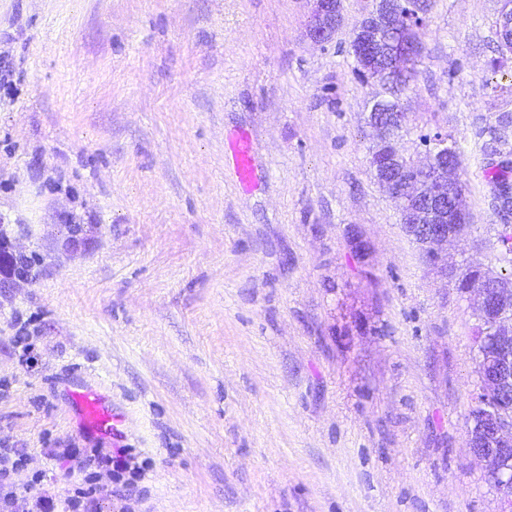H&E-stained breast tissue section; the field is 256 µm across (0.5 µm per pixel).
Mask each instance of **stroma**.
<instances>
[{
  "label": "stroma",
  "instance_id": "stroma-1",
  "mask_svg": "<svg viewBox=\"0 0 512 512\" xmlns=\"http://www.w3.org/2000/svg\"><path fill=\"white\" fill-rule=\"evenodd\" d=\"M373 0H0V218L44 262L0 293V448L64 499L71 449H130L139 497L98 512H502L465 443L476 299L424 262L370 167L349 43ZM499 0H427L399 146L459 147L471 227L449 263L500 268L482 128ZM252 144L240 188L226 146ZM84 225L78 250L57 233ZM25 337L17 345L16 337ZM119 414L88 427L74 393ZM342 21L339 0H313L307 35L315 44L328 43Z\"/></svg>",
  "mask_w": 512,
  "mask_h": 512
}]
</instances>
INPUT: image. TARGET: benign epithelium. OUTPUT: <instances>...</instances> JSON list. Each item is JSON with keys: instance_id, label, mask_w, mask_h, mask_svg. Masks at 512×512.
Listing matches in <instances>:
<instances>
[{"instance_id": "1", "label": "benign epithelium", "mask_w": 512, "mask_h": 512, "mask_svg": "<svg viewBox=\"0 0 512 512\" xmlns=\"http://www.w3.org/2000/svg\"><path fill=\"white\" fill-rule=\"evenodd\" d=\"M496 28L502 47L512 49V0H500ZM422 10L416 0H373L372 9L354 29L350 53L360 64L365 79L382 82L394 72H404L409 61L422 55L423 43L416 36L423 24ZM342 21L340 0H313L307 27L309 39L316 44L329 42ZM426 149L425 174L417 176L408 168L399 151L380 161L379 184L394 198L404 202L403 225L407 236L421 248L426 263L444 280L458 277V270L448 266L442 246L464 235L460 225L469 222L463 205V186L455 178L456 164L448 157V140L444 134ZM27 256L20 237L9 239V248L0 253V266L9 257ZM481 285L472 289L479 297L476 314L480 322H490L496 334L473 337L477 350L478 407L484 416L466 434L469 453L486 464V476L502 492L506 509L512 512V280L499 276L490 267H479Z\"/></svg>"}]
</instances>
